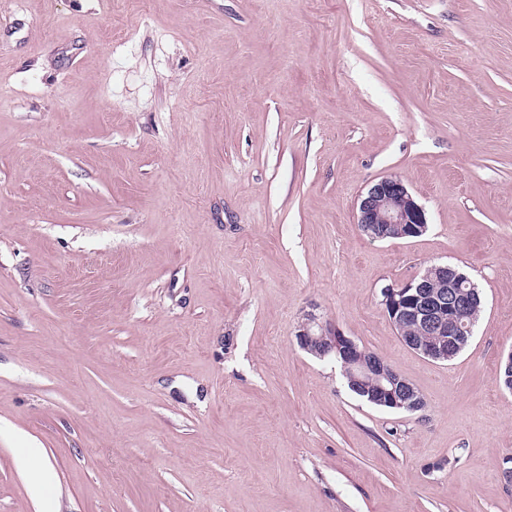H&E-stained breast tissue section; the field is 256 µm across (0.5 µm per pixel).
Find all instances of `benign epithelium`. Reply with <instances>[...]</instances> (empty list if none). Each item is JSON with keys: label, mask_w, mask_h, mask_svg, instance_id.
<instances>
[{"label": "benign epithelium", "mask_w": 512, "mask_h": 512, "mask_svg": "<svg viewBox=\"0 0 512 512\" xmlns=\"http://www.w3.org/2000/svg\"><path fill=\"white\" fill-rule=\"evenodd\" d=\"M357 224L373 240L388 236L409 238L423 234L428 227L424 208L416 202L403 181L383 177L369 186L357 205ZM469 277L446 263H433L424 272L401 284L381 289L386 314L399 323H412L426 342L414 344V351L436 362H446L464 337L472 335L469 308L479 296L463 292L471 288ZM305 351L323 347L324 353L338 355L343 375L351 380L377 381L371 402L408 413L424 409L416 387L392 370L379 356L366 363L365 350L340 329L309 312L295 333Z\"/></svg>", "instance_id": "obj_1"}]
</instances>
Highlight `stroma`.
<instances>
[{
	"instance_id": "1",
	"label": "stroma",
	"mask_w": 512,
	"mask_h": 512,
	"mask_svg": "<svg viewBox=\"0 0 512 512\" xmlns=\"http://www.w3.org/2000/svg\"><path fill=\"white\" fill-rule=\"evenodd\" d=\"M386 176L421 236L358 227ZM433 262L485 296L443 363L379 297ZM511 351L512 0H0V512H512ZM295 339L300 348L305 351H310L315 347H324V354L321 358L328 353H334L336 359L337 353L343 375L347 379L351 381L375 379L377 389L371 400H369L370 390L365 388L368 384L362 386L357 382L346 381L348 389L360 401L408 413L419 412L425 408L423 400L412 383L392 370L381 357L373 352L368 351L366 359L370 360L372 357H376L365 363L362 354L367 351L360 350L353 339L346 336L336 326L323 320L321 316L312 312L307 313L295 333ZM43 458L44 449L35 442L30 447L21 448V452L15 457L17 467L25 471L29 476V490L33 500L36 502L43 493L41 474L37 471Z\"/></svg>"
}]
</instances>
